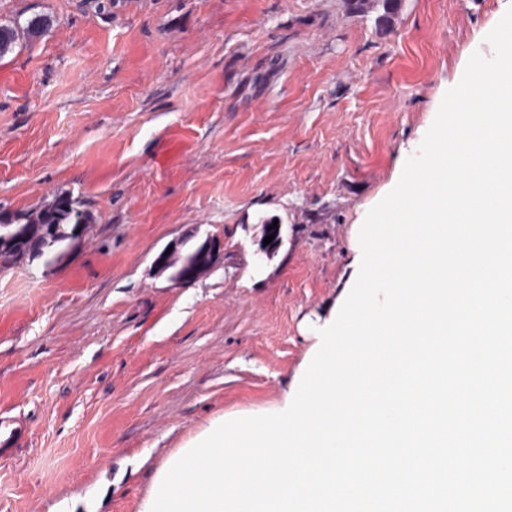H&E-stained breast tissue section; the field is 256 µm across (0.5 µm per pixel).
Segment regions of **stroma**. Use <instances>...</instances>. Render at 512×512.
<instances>
[{
    "label": "stroma",
    "mask_w": 512,
    "mask_h": 512,
    "mask_svg": "<svg viewBox=\"0 0 512 512\" xmlns=\"http://www.w3.org/2000/svg\"><path fill=\"white\" fill-rule=\"evenodd\" d=\"M511 2L402 0L382 28L376 0H0L55 20L0 58V210L62 193L91 225L0 268V512H139L215 419L282 406L364 216ZM213 263V254L210 246L205 243L204 247L198 249L191 255L175 274L174 279L184 281L194 279L197 275L208 269Z\"/></svg>",
    "instance_id": "1"
}]
</instances>
